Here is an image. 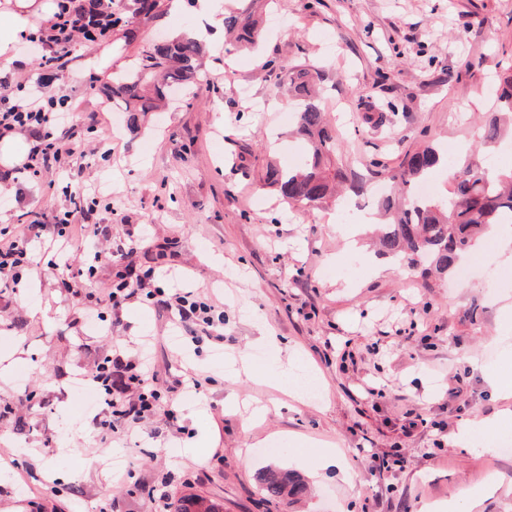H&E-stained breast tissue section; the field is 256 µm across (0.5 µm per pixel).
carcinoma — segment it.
Masks as SVG:
<instances>
[{"label":"carcinoma","mask_w":512,"mask_h":512,"mask_svg":"<svg viewBox=\"0 0 512 512\" xmlns=\"http://www.w3.org/2000/svg\"><path fill=\"white\" fill-rule=\"evenodd\" d=\"M241 7L224 10V30L241 45H253L260 36V19L253 0H236ZM173 0H112V39L124 43L125 65L112 73V101L126 112H157L171 97L172 88L184 101L195 96L199 80L198 60L202 41L186 34L171 40L146 39L142 29L168 13ZM274 84H288L296 99V133L302 140L300 162L287 170L266 166L261 186L277 192L281 201L303 211L321 206L341 183L359 193L363 183L339 164L341 136L325 121V108L316 90L321 70L312 64L288 66L270 60ZM496 112L483 126L481 144L497 146L512 132V68L496 80ZM432 144L405 154L401 169L392 176L407 191L428 180L446 160ZM512 219V170L500 172L476 163L471 148L452 159L447 192L431 199L409 195L407 206L394 221L379 230L378 253L399 258L407 267H426L440 275L453 272L481 236L494 224ZM269 500L305 493L296 474L269 469L260 477Z\"/></svg>","instance_id":"cac0c4a2"}]
</instances>
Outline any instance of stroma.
<instances>
[{"instance_id":"obj_1","label":"stroma","mask_w":512,"mask_h":512,"mask_svg":"<svg viewBox=\"0 0 512 512\" xmlns=\"http://www.w3.org/2000/svg\"><path fill=\"white\" fill-rule=\"evenodd\" d=\"M252 50L207 43L192 106L130 122L104 108L111 72L122 66L111 37L73 45L64 70L44 65L32 38L16 44L21 65L0 68L11 103L34 80L70 98L73 166L85 185L112 198L94 223L133 240L119 263L101 261L96 280L155 267L164 289H201L224 305L223 341L194 342L138 298L97 317L90 301L64 291L63 268L39 245L19 289L0 293V512H151V487L169 501L199 495L222 512H423L496 477L478 512H512V453L486 440L512 434V396L486 371L512 380L496 338L512 307V249L485 236L471 253L474 273L424 276L385 258L382 269L353 263L343 223H326L336 203L302 212L258 187L268 160L292 166L294 102L274 87L267 62L318 64L346 143L342 156L365 182L355 200L378 215L390 177L416 144L449 151L478 141L492 110L493 74L512 65V0H275ZM393 102L391 120L365 122L368 108ZM103 113L101 128L88 117ZM111 137L110 159L90 154ZM75 181L67 174L25 181L23 197L0 194V228L28 212L54 224ZM275 336L271 350L262 338ZM147 361L176 420L155 418V434L107 433L102 406L72 391L112 351ZM484 362L472 368L469 356ZM293 360L290 384L274 380ZM200 394L178 386L184 368ZM315 394L293 401L304 375ZM456 394H449V387ZM268 407L250 419L228 405ZM491 422L472 447L449 437L472 416ZM197 444L199 460L174 454ZM336 449L341 462L325 461ZM125 459L113 469L111 457ZM299 474L309 486L295 502L264 499L267 468ZM25 493H18V485Z\"/></svg>"}]
</instances>
